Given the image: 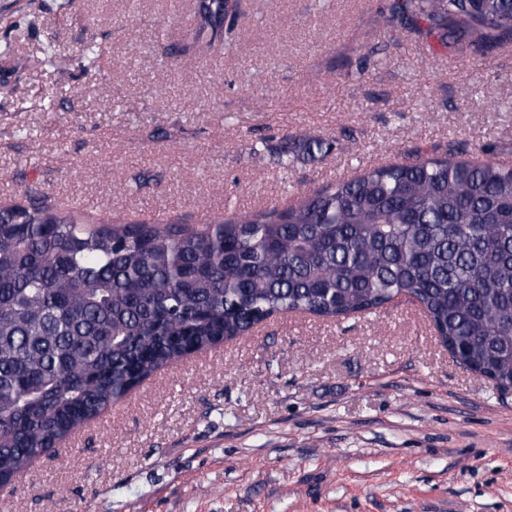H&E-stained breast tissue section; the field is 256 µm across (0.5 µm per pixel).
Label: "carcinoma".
Returning <instances> with one entry per match:
<instances>
[{
	"label": "carcinoma",
	"mask_w": 512,
	"mask_h": 512,
	"mask_svg": "<svg viewBox=\"0 0 512 512\" xmlns=\"http://www.w3.org/2000/svg\"><path fill=\"white\" fill-rule=\"evenodd\" d=\"M462 55L512 41V0H397ZM237 9L195 40L244 53ZM417 305L467 367L512 387V166L413 149L208 224H112L45 200L0 209V487L190 352L282 312L328 321Z\"/></svg>",
	"instance_id": "obj_1"
}]
</instances>
